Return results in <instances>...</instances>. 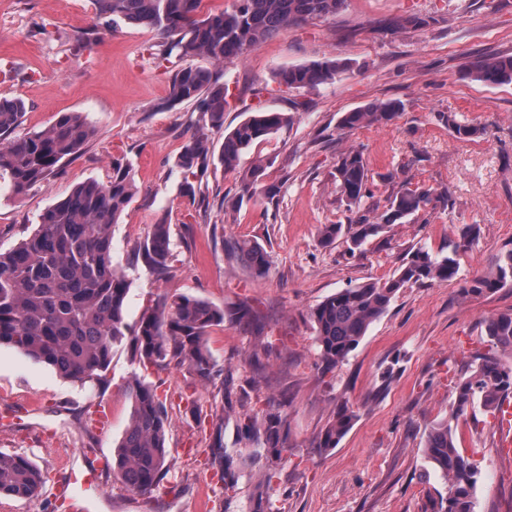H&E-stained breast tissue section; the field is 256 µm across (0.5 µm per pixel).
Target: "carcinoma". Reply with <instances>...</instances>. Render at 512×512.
I'll list each match as a JSON object with an SVG mask.
<instances>
[{
    "mask_svg": "<svg viewBox=\"0 0 512 512\" xmlns=\"http://www.w3.org/2000/svg\"><path fill=\"white\" fill-rule=\"evenodd\" d=\"M94 2L104 27L133 24L155 31L159 36L156 55L163 60L202 56L218 66L210 70L189 65L174 70L171 77L166 106L192 103L200 112L201 125L180 158V166L193 176V167L205 172L214 156L207 130L224 126L228 88L220 82V68L290 25L336 16L346 0H232L218 12L204 10L203 0ZM349 68V61L331 57L282 69L276 80L288 89L315 88ZM466 75L488 86L512 85V56L476 58L468 64ZM402 111L398 101L373 103L344 113L339 128L354 131L385 124ZM24 113L22 100L0 98V187L18 199L54 176L94 136L92 125L78 112H66L44 129L21 135L17 130ZM294 121L293 112L258 110L248 114L224 134L219 153L224 170L237 169L244 153ZM266 168L259 160L245 170L241 179L244 190L257 188ZM334 178L336 191L348 207H358L370 198L371 175L362 149L350 147L341 153ZM135 190L132 168L116 160L108 180L89 179L77 185L40 214L26 239L0 251V346L15 348L84 389L106 379L114 348L127 338L133 357L144 364L184 368L204 383L222 378L224 408L242 410L237 432L252 442L251 455L265 459L267 465L263 480L254 485L249 497V512H278L270 490L278 462L288 447L287 419L281 404L275 402L268 403L259 417L247 410L251 392L268 382L271 343L261 344L249 355L252 377L244 385L237 383L234 368H217L207 345L210 331L226 321L258 337L265 335L267 323L247 301L224 309L200 298L161 295L144 312L133 336H127L129 280L112 263V226L132 202ZM445 196L444 191L436 194L431 188L405 181L387 196L381 214H363L353 224L322 225L320 244L340 243L350 253L360 251L392 225L405 223L433 199ZM477 238L476 225L459 226L455 237L435 252L422 245L406 249L390 277L351 282L319 302L310 312V321L321 375L334 372L348 360L402 289L454 278L460 253L472 248ZM224 250L252 278L267 276L269 253L258 238L230 237L224 240ZM138 254L150 272L168 277L174 260L171 225H151ZM507 285H512V250L498 255L494 268L473 278L461 292L469 296ZM485 336L491 352L476 356L457 384L448 417L434 423L426 434L425 471L438 475L447 487L434 512H474L480 469L472 457L457 448L451 421L478 406L486 412H499L512 396V361L497 355L499 351L512 354V313L488 319ZM129 396L130 422L112 456V472L129 489L147 493L157 488L170 470L167 411L154 388L140 379L130 384ZM357 417L355 410L341 406L316 437L315 447H336ZM213 456L222 467L224 490L237 487L244 474L240 450L224 447L219 439ZM44 484L43 473L28 458L0 453L1 494L32 498Z\"/></svg>",
    "mask_w": 512,
    "mask_h": 512,
    "instance_id": "carcinoma-1",
    "label": "carcinoma"
}]
</instances>
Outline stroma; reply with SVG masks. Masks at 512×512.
Here are the masks:
<instances>
[{
	"instance_id": "stroma-1",
	"label": "stroma",
	"mask_w": 512,
	"mask_h": 512,
	"mask_svg": "<svg viewBox=\"0 0 512 512\" xmlns=\"http://www.w3.org/2000/svg\"><path fill=\"white\" fill-rule=\"evenodd\" d=\"M421 17L425 26L408 25ZM403 28H395L396 20ZM93 0H0V97L26 104L20 133L41 130L60 113L79 112L95 130L82 151L23 199L0 196V249L28 237L40 213L91 178L107 180L113 160L132 166L137 193L112 229V262L129 281L126 321L136 325L163 294L201 298L217 307L249 301L273 329L270 379L252 394L259 412L284 401L288 445L273 480L279 512H433L445 486L425 475L423 445L432 422L447 417L455 387L475 354L488 352L484 322L512 311V286L462 295L475 276L512 249V85L492 87L466 77L468 63L512 55V0H347L328 20L292 25L224 69L230 97L224 127L212 130L221 145L244 113L296 112L293 125L256 144L240 162L268 161L263 182L240 199L239 171L211 162L194 178L197 196L182 194L184 145L198 127L189 105L166 107L171 71L151 56L155 33L122 27L94 36ZM336 56L350 70L328 84L286 89L275 74ZM398 100L395 120L346 133L343 113ZM474 124L485 135L457 138L451 123ZM361 147L373 176L374 202H384L405 180L447 190L413 220L397 224L361 253L319 245L321 225L353 219L336 192L339 155ZM238 201L237 211L224 208ZM172 227L175 261L170 278L152 275L136 256L150 225ZM478 225L473 248L449 281L404 289L372 324L348 362L333 374L317 370L309 314L325 296L350 282L382 278L412 245L440 249L456 227ZM249 236L264 241L271 268L262 280L227 260L223 241ZM257 340L227 324L212 329L208 347L217 365L251 376L247 357ZM144 379L168 412L170 473L148 494L127 489L113 473L81 486L78 497L93 512H247L264 463L246 470L236 489L217 488V438L248 450L224 425V390L173 366L143 367L129 344L115 348L104 383L84 389L60 378L12 347L0 346V408H14L16 425L0 428V452L30 458L51 486L85 469V448L114 455L128 425L127 387ZM112 411L110 426L91 428L99 404ZM358 418L326 452L313 441L340 404ZM456 445L478 463L474 512H512V453L499 446V422L483 410L453 424Z\"/></svg>"
}]
</instances>
